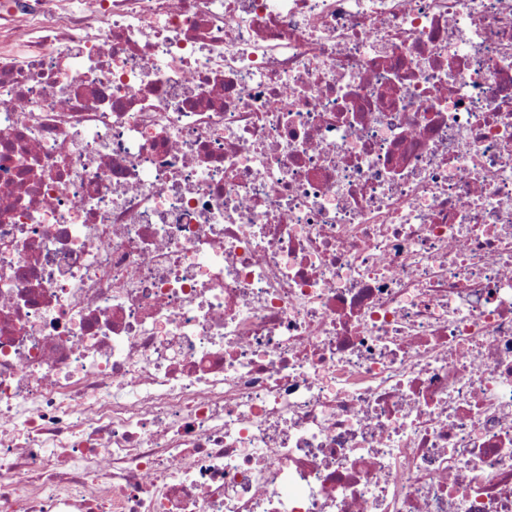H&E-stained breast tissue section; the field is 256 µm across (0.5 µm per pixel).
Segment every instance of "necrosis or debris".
<instances>
[{"mask_svg":"<svg viewBox=\"0 0 512 512\" xmlns=\"http://www.w3.org/2000/svg\"><path fill=\"white\" fill-rule=\"evenodd\" d=\"M0 512H512V0H0Z\"/></svg>","mask_w":512,"mask_h":512,"instance_id":"4bbe7bcc","label":"necrosis or debris"}]
</instances>
